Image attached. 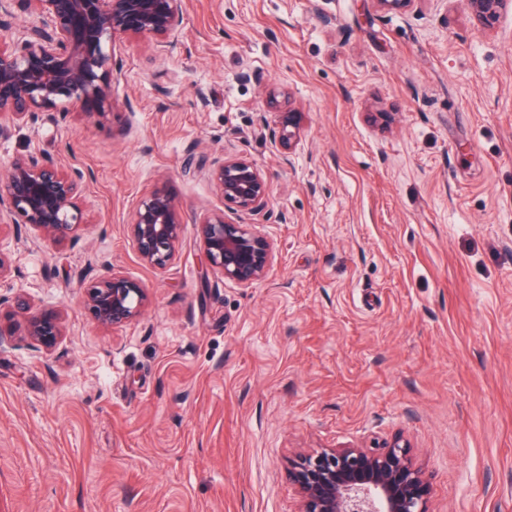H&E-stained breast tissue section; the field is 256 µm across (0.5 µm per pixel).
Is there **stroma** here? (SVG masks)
Segmentation results:
<instances>
[{
    "mask_svg": "<svg viewBox=\"0 0 512 512\" xmlns=\"http://www.w3.org/2000/svg\"><path fill=\"white\" fill-rule=\"evenodd\" d=\"M177 46L123 43L109 123L38 119L0 172L49 156L90 172L75 244L0 228L33 310H65L51 354L0 346V512H297L292 460L403 437L432 512H512V13L462 0H182ZM301 112L292 165L264 128ZM267 179L266 213L225 203L224 154ZM167 184L169 267L127 233ZM220 211L275 246L265 280H202ZM113 269L149 304L105 329L80 280ZM470 18L480 33L497 28L502 16L512 10L511 0H464Z\"/></svg>",
    "mask_w": 512,
    "mask_h": 512,
    "instance_id": "stroma-1",
    "label": "stroma"
}]
</instances>
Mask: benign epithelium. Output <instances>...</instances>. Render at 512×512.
<instances>
[{
  "mask_svg": "<svg viewBox=\"0 0 512 512\" xmlns=\"http://www.w3.org/2000/svg\"><path fill=\"white\" fill-rule=\"evenodd\" d=\"M39 23L17 43H0V138L11 127L38 115L66 119L68 106L108 120L112 88L122 79L116 49L123 39L149 34L161 52L177 45L180 0H25ZM386 11L407 12L419 0H376ZM480 33L497 28L512 10V0H464ZM301 113L278 112L270 131L281 160L288 164L298 145ZM210 178L224 200L257 216L269 206L263 171L241 155L212 164ZM83 175L50 158L14 159L0 177V223L24 224L43 241L74 243L85 223L80 207ZM182 218L165 186L138 201L128 233L139 259L163 269L177 257ZM207 271L248 286L262 280L272 263L274 246L252 224H237L213 212L198 223ZM148 302L145 288L119 272L94 276L84 287V308L104 328L136 320ZM30 299L0 295V344L19 336L45 353L66 336V314L46 307L31 315ZM298 489L297 512H431L430 485L414 466L409 445L396 437L372 448H323L298 457L291 466Z\"/></svg>",
  "mask_w": 512,
  "mask_h": 512,
  "instance_id": "obj_1",
  "label": "benign epithelium"
}]
</instances>
